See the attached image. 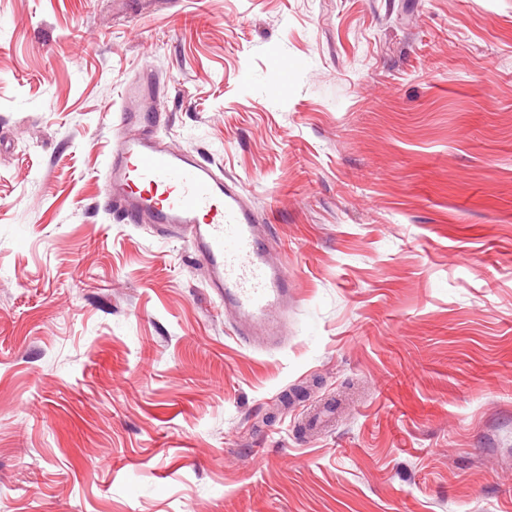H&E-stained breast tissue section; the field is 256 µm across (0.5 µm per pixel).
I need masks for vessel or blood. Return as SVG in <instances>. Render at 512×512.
I'll return each mask as SVG.
<instances>
[{
  "instance_id": "vessel-or-blood-1",
  "label": "vessel or blood",
  "mask_w": 512,
  "mask_h": 512,
  "mask_svg": "<svg viewBox=\"0 0 512 512\" xmlns=\"http://www.w3.org/2000/svg\"><path fill=\"white\" fill-rule=\"evenodd\" d=\"M158 106L153 81L140 77L123 89L121 119L139 122ZM107 183L123 221H150L161 238L191 244L207 270L209 290L234 316L241 342H281L285 329L273 316L292 306V280L283 262L270 259L264 230L239 183L224 181L153 136L116 137Z\"/></svg>"
}]
</instances>
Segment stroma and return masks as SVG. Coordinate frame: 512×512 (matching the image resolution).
<instances>
[{"instance_id": "1", "label": "stroma", "mask_w": 512, "mask_h": 512, "mask_svg": "<svg viewBox=\"0 0 512 512\" xmlns=\"http://www.w3.org/2000/svg\"><path fill=\"white\" fill-rule=\"evenodd\" d=\"M112 3L0 0V512H512V0ZM145 71L288 268L279 347L112 208Z\"/></svg>"}]
</instances>
